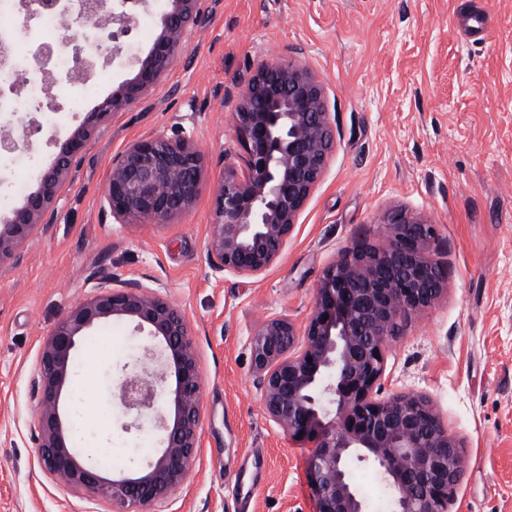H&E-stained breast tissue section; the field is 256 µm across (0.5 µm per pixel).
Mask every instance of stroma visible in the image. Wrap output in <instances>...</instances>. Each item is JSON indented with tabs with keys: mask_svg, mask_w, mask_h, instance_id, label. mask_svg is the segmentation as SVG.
<instances>
[{
	"mask_svg": "<svg viewBox=\"0 0 512 512\" xmlns=\"http://www.w3.org/2000/svg\"><path fill=\"white\" fill-rule=\"evenodd\" d=\"M204 21L159 83L91 138L22 260L0 270V512H112L59 481L37 451L41 347L98 287L136 282L186 314L201 364L200 448L189 480L147 512H314L311 443L265 414L251 341L270 317L306 322L324 270L356 243L387 246L384 215L436 224L447 265L435 305L410 315L380 381L431 398L464 441L450 512H512V0H202ZM481 9L492 25L464 32ZM126 38L104 93L137 73L158 33ZM293 59L325 86L336 148L278 260L258 275L215 271L213 193L245 150L232 122L263 63ZM61 112L29 154L0 157L13 206L37 188L21 167L48 169L51 134L78 125ZM182 131L205 157L196 205L167 224H117L104 211L113 159L130 142ZM111 352L78 343L59 409L69 444L106 478L139 473L159 449L151 420L132 429L114 396L124 367L153 340L132 323H99Z\"/></svg>",
	"mask_w": 512,
	"mask_h": 512,
	"instance_id": "35a3bbf8",
	"label": "stroma"
}]
</instances>
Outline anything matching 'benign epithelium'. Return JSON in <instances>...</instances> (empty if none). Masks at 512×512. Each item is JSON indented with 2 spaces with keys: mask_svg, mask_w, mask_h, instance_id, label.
Returning <instances> with one entry per match:
<instances>
[{
  "mask_svg": "<svg viewBox=\"0 0 512 512\" xmlns=\"http://www.w3.org/2000/svg\"><path fill=\"white\" fill-rule=\"evenodd\" d=\"M128 0H80L73 20L118 44L134 17ZM201 0H167L146 56H133L135 78L120 84L81 124L56 143L52 166L36 191L0 222V266L20 259L38 226L54 220V203L95 131L157 85L182 51L188 28L201 22ZM81 79L109 53L76 50ZM246 152L244 169L218 183L210 224L218 271L254 275L280 256L297 217L321 182L336 146L323 83L303 65L265 63L252 74L233 113ZM204 157L184 132L133 141L112 161L105 211L118 224H167L196 203ZM386 249L359 243L329 266L302 328L284 317L265 320L252 338V360L264 412L293 440L315 442L309 471L316 512H368L352 482L349 461L371 464L390 491L389 512H448L464 475V445L423 394L378 397L390 343L410 314L445 291L443 264L433 258L436 230L422 215L387 213ZM125 319L158 339L164 361L154 371L123 372L118 399L140 420L164 403L168 370L176 389L172 420L160 416L162 449L135 476L104 478L77 460L67 444L59 397L71 375L72 353L98 323ZM38 456L60 480L112 502L114 512H143L187 481L196 461L201 421V366L183 311L161 293L122 283L78 303L45 340L40 360Z\"/></svg>",
  "mask_w": 512,
  "mask_h": 512,
  "instance_id": "7a95c632",
  "label": "benign epithelium"
}]
</instances>
